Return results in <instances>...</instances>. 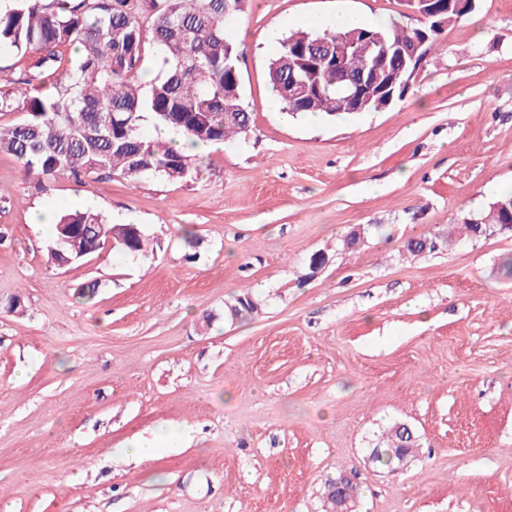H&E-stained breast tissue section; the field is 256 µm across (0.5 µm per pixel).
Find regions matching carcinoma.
<instances>
[{
  "mask_svg": "<svg viewBox=\"0 0 512 512\" xmlns=\"http://www.w3.org/2000/svg\"><path fill=\"white\" fill-rule=\"evenodd\" d=\"M0 10V54L20 55L25 68L14 80L16 87L0 90V113L22 112L24 118L9 126L0 124V151L13 155L25 171L39 178L68 174L76 180L92 173L119 174L131 180L162 178L188 182L199 172L194 154L162 141L146 138L143 127L169 128L193 145L226 142L247 134L251 114L247 111L239 71L240 53L226 29L228 18L242 13L247 0H11ZM443 12L446 24L465 13L448 8V0H429ZM380 36L376 52L360 47L346 49L344 67L365 75L374 56L382 57L386 73L409 79L395 49L412 43L419 29L373 26ZM354 30L297 29L281 40L279 53L268 62L273 93L284 114L295 118L304 113L329 117L352 114L336 93V73L324 65L299 71L305 97L293 103L284 97L288 86V58L319 38L346 43ZM151 36L158 74L148 85L141 82L146 36ZM240 113V120L224 117ZM489 224L512 221V192L492 202L484 214ZM77 229L89 253L104 248L98 237L102 224L114 239L117 252L139 255L147 239L127 240L125 224H113L99 212L86 210L59 215L53 225V240L61 226ZM256 303L242 296L227 308L237 317L251 313ZM404 425L389 431L383 446L374 448V462L393 466L400 450L410 443ZM406 449V448H404ZM416 449H406L408 457Z\"/></svg>",
  "mask_w": 512,
  "mask_h": 512,
  "instance_id": "cac0c4a2",
  "label": "carcinoma"
}]
</instances>
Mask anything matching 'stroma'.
Returning a JSON list of instances; mask_svg holds the SVG:
<instances>
[{"label": "stroma", "instance_id": "obj_1", "mask_svg": "<svg viewBox=\"0 0 512 512\" xmlns=\"http://www.w3.org/2000/svg\"><path fill=\"white\" fill-rule=\"evenodd\" d=\"M346 6L425 24L404 0ZM335 9L249 0L228 19L252 124L192 181L40 180L0 153V512H324L341 473L360 512H512V235L406 248L512 188V0L446 27L388 109L283 121L265 34ZM43 207L149 247L57 267ZM244 294L260 310L225 316ZM397 422L416 456L373 463ZM138 438L154 459L126 456Z\"/></svg>", "mask_w": 512, "mask_h": 512}]
</instances>
